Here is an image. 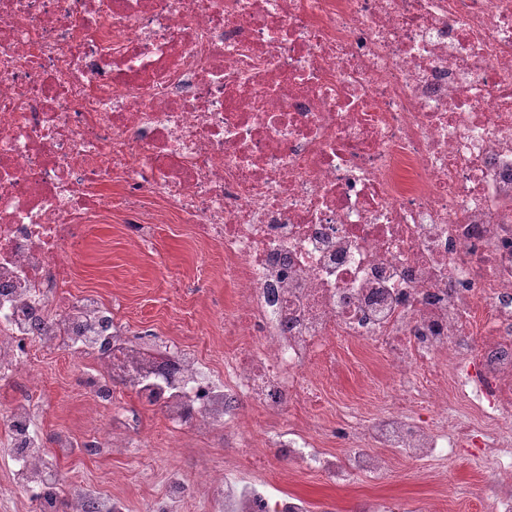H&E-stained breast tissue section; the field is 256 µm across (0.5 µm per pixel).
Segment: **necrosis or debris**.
Returning a JSON list of instances; mask_svg holds the SVG:
<instances>
[{"mask_svg": "<svg viewBox=\"0 0 512 512\" xmlns=\"http://www.w3.org/2000/svg\"><path fill=\"white\" fill-rule=\"evenodd\" d=\"M191 225L237 301L216 381L198 353L127 337L75 295L90 225ZM358 345L391 365L377 410L313 440ZM80 369L119 430L44 439L35 356ZM0 409L33 491L53 448L153 449L117 390L179 430L278 419L291 464L381 482L386 449L466 450L512 512V0H0ZM224 512H313L225 469Z\"/></svg>", "mask_w": 512, "mask_h": 512, "instance_id": "necrosis-or-debris-1", "label": "necrosis or debris"}]
</instances>
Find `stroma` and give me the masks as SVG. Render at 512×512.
Instances as JSON below:
<instances>
[{
	"mask_svg": "<svg viewBox=\"0 0 512 512\" xmlns=\"http://www.w3.org/2000/svg\"><path fill=\"white\" fill-rule=\"evenodd\" d=\"M197 246L185 224H161L155 244L136 246L118 223L95 224L75 258L76 283L116 305L119 317L130 327L151 332L154 337L175 340L196 350L221 372L224 360L209 346L220 338L224 314L232 310V286L202 279L196 272ZM344 372L336 387L335 411L321 417L319 447L336 449L326 429L347 408L371 406L380 384L390 377L389 368L366 350L353 347L343 352ZM36 368L42 377L48 410L41 428L51 435L67 431L82 437L112 422L110 410L94 405L75 386L77 372L67 357L57 353L39 355ZM118 398L135 414L144 431L156 438L149 454H119L99 449L97 454L60 456L64 489L71 498L93 500L95 512H112L113 500H123L128 512H221L213 486L200 480V473L217 468L233 456L224 445V433L176 434L161 410L143 404L128 391ZM12 448L0 440V512H38L26 489L11 474ZM178 471L187 486L184 497L170 499L166 485L170 471ZM280 489L300 493L335 512H354L358 501L390 497L405 502L419 499L442 501L446 512H485L486 501L496 493L491 475L464 455L445 464L420 466L395 458L387 479L378 485L356 480L333 487L300 467L275 464L269 469Z\"/></svg>",
	"mask_w": 512,
	"mask_h": 512,
	"instance_id": "stroma-1",
	"label": "stroma"
}]
</instances>
